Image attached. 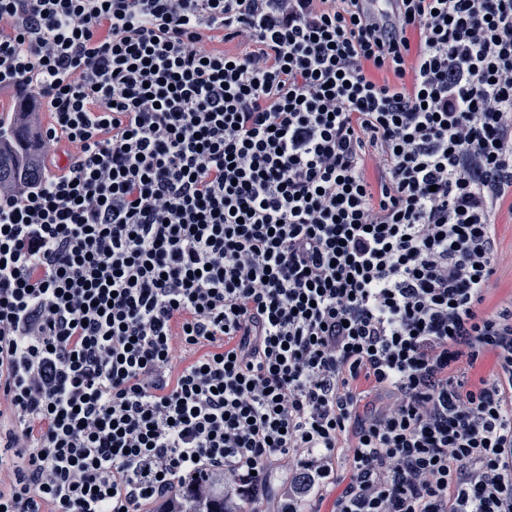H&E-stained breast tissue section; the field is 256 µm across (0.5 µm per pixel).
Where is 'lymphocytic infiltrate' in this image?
Returning a JSON list of instances; mask_svg holds the SVG:
<instances>
[{"mask_svg":"<svg viewBox=\"0 0 512 512\" xmlns=\"http://www.w3.org/2000/svg\"><path fill=\"white\" fill-rule=\"evenodd\" d=\"M360 2L0 0V512H512V0ZM8 153V148H4V152L1 154L0 159V182L2 184H15L16 181L20 180V175L23 172L24 178L34 176L35 172H37V165L29 154H17L16 159L14 160L15 169L13 170L10 161L3 157L5 154L8 155ZM17 172H19V178L17 177ZM14 174L15 176H13Z\"/></svg>","mask_w":512,"mask_h":512,"instance_id":"1","label":"lymphocytic infiltrate"}]
</instances>
